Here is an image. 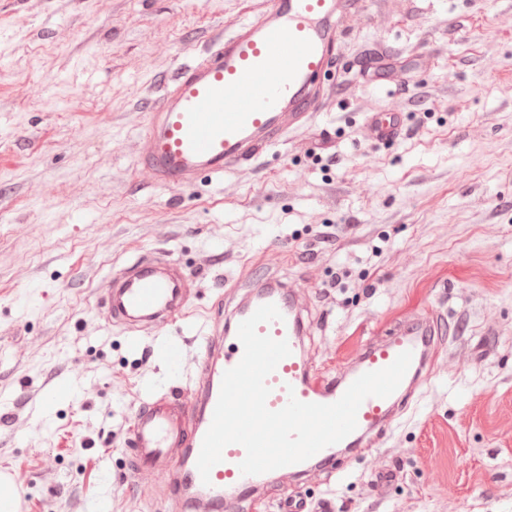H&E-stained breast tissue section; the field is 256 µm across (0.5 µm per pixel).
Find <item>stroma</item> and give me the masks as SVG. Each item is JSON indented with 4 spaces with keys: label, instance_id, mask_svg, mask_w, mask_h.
<instances>
[{
    "label": "stroma",
    "instance_id": "stroma-1",
    "mask_svg": "<svg viewBox=\"0 0 512 512\" xmlns=\"http://www.w3.org/2000/svg\"><path fill=\"white\" fill-rule=\"evenodd\" d=\"M260 3L0 0V413L51 371L72 385L44 421L13 411L0 467L25 474L28 512H99L100 498L177 512L134 467L130 408L150 384L191 387L195 362L173 374L142 356L97 295L111 268L164 246L201 281L167 333L202 331L273 249V277L310 296L320 374L416 312L451 329L377 451L400 472L385 497L362 448L294 481L272 474L242 512L292 493L334 512H512V0H360L307 128L223 182L144 183L146 104ZM367 64L388 90L357 81ZM370 112L401 113L405 134L370 143Z\"/></svg>",
    "mask_w": 512,
    "mask_h": 512
}]
</instances>
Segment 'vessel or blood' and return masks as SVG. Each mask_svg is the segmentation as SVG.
<instances>
[{
  "label": "vessel or blood",
  "instance_id": "obj_1",
  "mask_svg": "<svg viewBox=\"0 0 512 512\" xmlns=\"http://www.w3.org/2000/svg\"><path fill=\"white\" fill-rule=\"evenodd\" d=\"M356 0H267L259 15L231 34L215 39L203 57L185 65L165 86L150 108L147 135L136 142L138 171L148 184L181 188L201 175L223 179L235 168L258 164L287 134L310 122L325 87L320 76L335 64L336 45L344 37L343 17L355 14ZM403 131L398 113L373 112L366 118V134L376 143L397 139ZM201 283L187 274L168 250L156 248L127 262L108 275L98 300L105 324L124 326L130 345L148 356L180 368L194 353L199 381L193 402H186L178 385L150 389L132 412L130 446L138 463L172 486L192 491L184 512H214L224 489L252 490L256 476L242 474L243 446L225 447L223 459L202 481L197 460L209 429L226 370L243 356L238 338L241 322L261 306L275 305L281 320L260 324L259 334L287 341L291 353L266 379L269 409L283 408L289 397L307 403L338 401L361 375L389 366L405 351L411 364L403 384H413L438 354L440 322L434 313H419L385 338L370 340L357 352L352 367L334 378L318 375L305 355L304 323L299 294H286L282 285L261 274L250 296L240 301L226 321L203 334L163 336L168 321L185 315ZM60 372L46 376L40 396L20 395L31 412L44 414L52 402L69 391ZM397 395L370 397L357 412V427L340 442L309 459L289 465V476L307 474L316 464L344 449L357 448L380 437L393 421ZM370 480L378 496H385L397 474L376 459ZM22 473L0 468V512H26ZM329 499L315 505L287 497L279 512H332Z\"/></svg>",
  "mask_w": 512,
  "mask_h": 512
}]
</instances>
